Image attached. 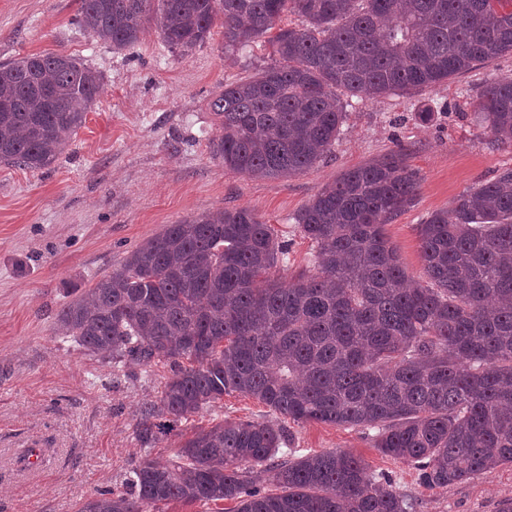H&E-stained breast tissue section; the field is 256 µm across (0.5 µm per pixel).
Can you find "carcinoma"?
I'll use <instances>...</instances> for the list:
<instances>
[{
	"instance_id": "cac0c4a2",
	"label": "carcinoma",
	"mask_w": 512,
	"mask_h": 512,
	"mask_svg": "<svg viewBox=\"0 0 512 512\" xmlns=\"http://www.w3.org/2000/svg\"><path fill=\"white\" fill-rule=\"evenodd\" d=\"M289 12L303 24L280 27ZM151 18L183 54L217 22L226 53L269 36L275 62L211 102L212 156L250 179L313 167L354 97L432 87L512 53V0H80L76 22L123 51ZM100 81L65 53L0 63V163L52 165ZM477 113L512 142V79L486 87ZM419 186L400 150L342 172L294 217L318 264L287 283L270 276L287 248L252 211L169 224L63 305L58 330L116 367L170 366L135 427L147 452L165 427L238 393L293 422L375 429L374 447L428 487L512 465V167L424 219L427 284L412 285L385 226ZM287 442L268 423L195 426L172 459L142 460L80 512L225 500L229 512L414 510L348 451L277 461ZM256 467L278 491L253 487Z\"/></svg>"
}]
</instances>
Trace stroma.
<instances>
[{
    "instance_id": "35a3bbf8",
    "label": "stroma",
    "mask_w": 512,
    "mask_h": 512,
    "mask_svg": "<svg viewBox=\"0 0 512 512\" xmlns=\"http://www.w3.org/2000/svg\"><path fill=\"white\" fill-rule=\"evenodd\" d=\"M80 0H0V62L63 52L102 77L84 127L48 168L0 164V512H79L97 490L121 486L145 455L165 460L193 425L220 420L283 423L290 451L336 448L392 478L416 512H496L512 499V465L445 487L420 484L413 465L382 455L365 428L279 421L257 401L225 396L144 452L135 425L169 366L119 367L56 332L60 307L166 225L206 212L246 208L271 224L288 254L283 277L311 268L314 245L295 214L342 171L403 150L420 177L414 206L388 224L409 275L423 281L417 227L464 191L512 167V143L495 142L474 111L484 87L512 78V54L411 95L354 99L327 156L307 172L254 180L214 160L211 101L225 82L271 61L259 39L224 54L221 26L190 53L169 48L154 25L116 52L74 18ZM430 107L433 124L414 112Z\"/></svg>"
}]
</instances>
